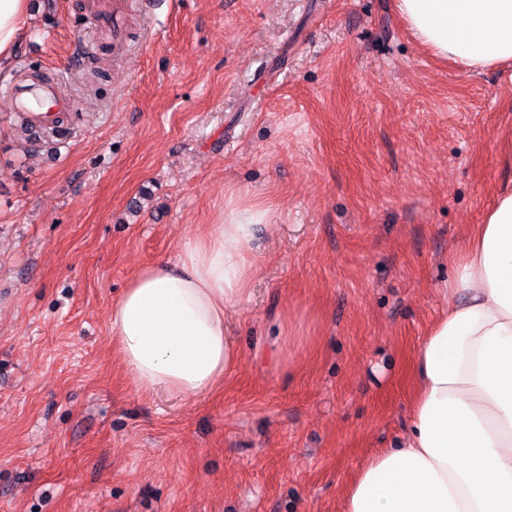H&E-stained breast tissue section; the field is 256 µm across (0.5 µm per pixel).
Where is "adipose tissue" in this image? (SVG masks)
<instances>
[{
  "label": "adipose tissue",
  "instance_id": "adipose-tissue-1",
  "mask_svg": "<svg viewBox=\"0 0 512 512\" xmlns=\"http://www.w3.org/2000/svg\"><path fill=\"white\" fill-rule=\"evenodd\" d=\"M416 41L472 71L512 62V0H395ZM28 0H0V65L24 38ZM268 204L239 192L180 257L139 272L111 331L142 391L193 397L238 364L228 315L247 298ZM453 301L413 356L410 424L350 478L343 512H512V187L452 260Z\"/></svg>",
  "mask_w": 512,
  "mask_h": 512
}]
</instances>
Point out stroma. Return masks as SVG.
Wrapping results in <instances>:
<instances>
[{
  "mask_svg": "<svg viewBox=\"0 0 512 512\" xmlns=\"http://www.w3.org/2000/svg\"><path fill=\"white\" fill-rule=\"evenodd\" d=\"M30 11L0 69V512H342L406 433L449 252L512 181V65L434 58L395 0H123L89 79L88 0ZM24 71L74 102L44 151L6 95ZM230 187L275 209L241 361L143 393L112 309Z\"/></svg>",
  "mask_w": 512,
  "mask_h": 512,
  "instance_id": "35a3bbf8",
  "label": "stroma"
}]
</instances>
